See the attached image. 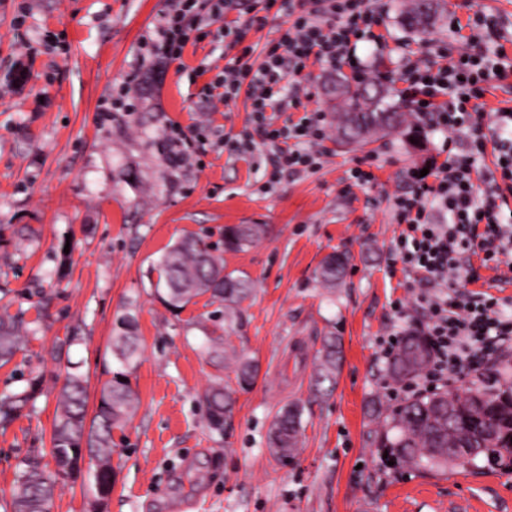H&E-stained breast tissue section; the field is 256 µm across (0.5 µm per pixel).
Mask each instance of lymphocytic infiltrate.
<instances>
[{"mask_svg": "<svg viewBox=\"0 0 512 512\" xmlns=\"http://www.w3.org/2000/svg\"><path fill=\"white\" fill-rule=\"evenodd\" d=\"M206 2L214 21H223L243 7L250 14L245 25L225 24V36L243 44L244 49L204 87L210 100L226 103L242 94L250 100L252 131L237 139V151L247 154L260 144L269 149L276 170H319L325 153L324 114L304 111L298 121L280 126L273 115L302 109L311 88L299 78L310 64L332 71L347 65L354 80L372 78V71L353 58L352 50L360 41L383 42L375 31L379 12L373 0H289L287 27L268 43L258 62L253 59V46L244 45L243 40L248 28L264 25L263 14L276 0ZM194 8L193 0H176L156 32L155 48L170 60L180 59L189 40L183 20ZM468 26L471 33L466 49L454 51L444 42H431L426 54L404 56L399 77V94L413 112L434 114L441 129L449 133L465 126L471 129L466 153L448 155L443 163L431 167L425 178L419 170H409L414 189L393 203L396 221L404 226L396 248L406 272L418 280H438L445 286L428 302L432 358L423 382L430 385L455 381L480 353L512 341V316L502 314L493 299L456 289L458 280L474 283L479 279L477 270L459 259L472 238H480L486 260L512 257V225L503 223L499 204L500 188L512 189V113L495 112L493 125L500 135L501 174L497 177L480 174L484 120L473 115L474 103L483 97L486 84L508 67L501 53L482 48L481 42L486 37L502 39L503 34L489 16L480 13L469 18ZM290 77L296 83L286 95L282 83ZM432 204L446 214V223L432 222L428 210Z\"/></svg>", "mask_w": 512, "mask_h": 512, "instance_id": "1", "label": "lymphocytic infiltrate"}]
</instances>
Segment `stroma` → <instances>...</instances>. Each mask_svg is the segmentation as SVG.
<instances>
[{
  "label": "stroma",
  "mask_w": 512,
  "mask_h": 512,
  "mask_svg": "<svg viewBox=\"0 0 512 512\" xmlns=\"http://www.w3.org/2000/svg\"><path fill=\"white\" fill-rule=\"evenodd\" d=\"M406 2L377 0L385 42L356 50L392 93L403 54L461 40L446 21L411 32ZM168 10L169 0H0V314L18 317L26 337L0 366V396L31 394L0 428V512H11L29 450L51 446L66 373L85 377L95 412L118 368L112 329L126 313L141 342L131 377L140 406L114 433L106 512H512V473L394 469L368 413L372 400L397 401L383 346L424 323L440 291L393 258L402 231L393 201L411 192L409 169L445 160L448 137L428 121L416 143L399 132L350 149L331 138L316 173H274L266 147L242 157L230 146L250 128L245 97L214 112L203 97L235 53L222 23L199 15L181 59L170 61L150 44ZM477 11L499 21L512 61V0H445L447 18L460 23ZM176 125L192 134V162L172 158ZM356 167L372 180L354 183ZM231 224L267 229L248 251L224 256L255 283L230 343L258 375L237 393L227 429L214 432L202 396L227 371L200 346L204 330L222 329V309L203 295L170 310L148 271L183 236L219 245ZM336 251L350 265L327 288L315 273ZM483 258L462 256L480 274L470 291L512 313V265ZM330 332L342 361L334 390L315 398L314 355ZM292 402L305 406L302 450L281 462L267 433ZM92 470L82 460L50 512H91Z\"/></svg>",
  "instance_id": "stroma-1"
}]
</instances>
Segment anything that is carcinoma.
<instances>
[{"mask_svg":"<svg viewBox=\"0 0 512 512\" xmlns=\"http://www.w3.org/2000/svg\"><path fill=\"white\" fill-rule=\"evenodd\" d=\"M429 11L420 17L418 0H411L405 11L409 26L425 28L443 16L440 0H430ZM343 99L336 104L338 136L348 135L351 124L372 122L387 135L406 126V105L389 101L383 88L369 89L341 78ZM265 233L262 224H236L224 227V250L205 239L186 235L165 250L152 265L157 273L155 296L171 309H182L198 296L208 294L224 304L227 320L238 312L253 292L251 279L242 271L227 270L224 253L243 252ZM344 253H333L319 265L324 286L336 287L348 268ZM19 324L0 316V363L9 362L20 349ZM203 348L213 359H224L233 376L212 386L204 397L208 427L220 431L233 415L235 395L249 389L258 373L256 362L221 336L205 337ZM112 354L120 365L110 380L102 384L97 410L86 413V385L81 376L67 374L60 392L51 437L50 455L55 469L43 463V454L31 450L12 492V512H47L59 480L77 467L82 453L96 462L94 493L112 492V432L124 428L135 416L139 398L130 383V374L140 359L135 317L126 315L115 325ZM340 360L339 338H321L315 353L314 386L333 383ZM431 361L426 336L410 333L402 337L391 354L387 376L402 383L421 376ZM28 395L0 398V426L8 424L27 402ZM304 407L290 403L277 414L269 434L268 447L281 462L296 457L302 437ZM370 416L377 423L376 445L389 451L400 468L437 473L452 467L484 461L493 469L512 472V384L491 382L457 388L453 391L419 394L403 402L383 406L377 399L370 404Z\"/></svg>","mask_w":512,"mask_h":512,"instance_id":"cac0c4a2","label":"carcinoma"}]
</instances>
